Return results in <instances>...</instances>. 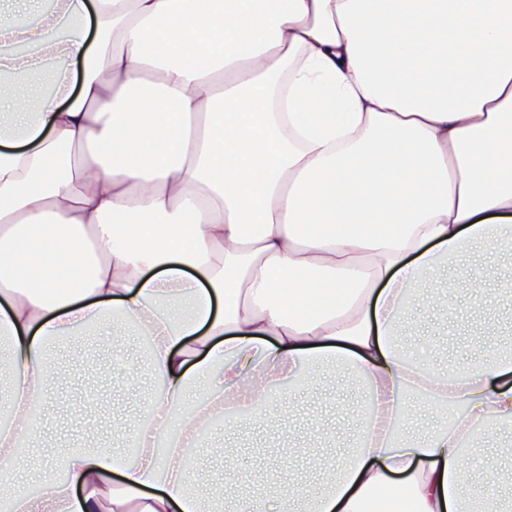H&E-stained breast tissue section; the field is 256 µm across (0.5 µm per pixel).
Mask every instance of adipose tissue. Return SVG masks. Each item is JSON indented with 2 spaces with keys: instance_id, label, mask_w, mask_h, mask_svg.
I'll use <instances>...</instances> for the list:
<instances>
[{
  "instance_id": "1",
  "label": "adipose tissue",
  "mask_w": 512,
  "mask_h": 512,
  "mask_svg": "<svg viewBox=\"0 0 512 512\" xmlns=\"http://www.w3.org/2000/svg\"><path fill=\"white\" fill-rule=\"evenodd\" d=\"M512 246V0H0V461L58 377L51 342L152 339L162 384L7 512H210L189 449L318 365L364 381L357 446L322 492L289 468L238 512H503L463 475L512 427V358L436 373L403 354L415 288ZM197 400H190L191 392ZM412 392L465 415L408 440Z\"/></svg>"
}]
</instances>
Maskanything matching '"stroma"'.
<instances>
[{
    "mask_svg": "<svg viewBox=\"0 0 512 512\" xmlns=\"http://www.w3.org/2000/svg\"><path fill=\"white\" fill-rule=\"evenodd\" d=\"M450 271L477 276L493 290L512 278V253L476 248L464 264H451ZM488 316L498 325L491 347L474 336L475 326ZM401 342L415 360L436 371L494 360L512 347V299L503 298L491 309L475 304L463 292L450 304L415 302L403 323ZM49 358L53 364L68 365L70 375L56 380L54 396L41 407L45 441L63 452L92 447L122 456L126 437L114 432L112 414H139L159 390L143 367L137 337L118 326L104 336L94 331L50 346ZM365 395L344 375L332 387L314 375L303 385L274 394L272 412L231 427H215L198 440L191 449L194 487L205 497L219 494L228 479L267 488L281 466L276 448L289 439L299 450L294 466L302 481L315 491L324 490L334 472L318 467L317 459L346 454L363 420ZM218 448L234 456V470L225 471L214 454Z\"/></svg>",
    "mask_w": 512,
    "mask_h": 512,
    "instance_id": "35a3bbf8",
    "label": "stroma"
}]
</instances>
